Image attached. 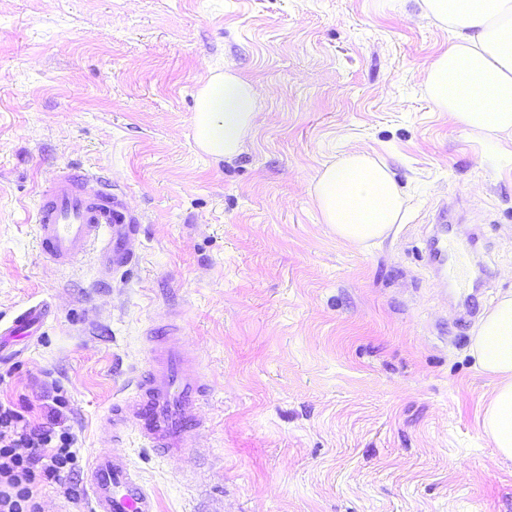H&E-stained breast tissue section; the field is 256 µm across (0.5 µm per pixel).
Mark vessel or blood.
Here are the masks:
<instances>
[{
	"instance_id": "b4317fda",
	"label": "vessel or blood",
	"mask_w": 512,
	"mask_h": 512,
	"mask_svg": "<svg viewBox=\"0 0 512 512\" xmlns=\"http://www.w3.org/2000/svg\"><path fill=\"white\" fill-rule=\"evenodd\" d=\"M41 254L58 267H68L86 255H94L101 280L112 271L138 259L137 220L124 208L111 187L84 169L69 168L57 175L49 188L37 193L33 203ZM461 243L438 239L433 259L448 279H459ZM50 315L47 305L26 308L7 328L13 337L32 335ZM153 346L148 368L140 376L135 393L100 423V432L120 440L127 425L162 454L175 455L193 445L203 423L197 414L208 396L200 366L182 345L176 325L152 329ZM92 512H156L153 497L130 468L126 456L113 451L94 457L89 468Z\"/></svg>"
}]
</instances>
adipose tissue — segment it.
Here are the masks:
<instances>
[{"label":"adipose tissue","instance_id":"1","mask_svg":"<svg viewBox=\"0 0 512 512\" xmlns=\"http://www.w3.org/2000/svg\"><path fill=\"white\" fill-rule=\"evenodd\" d=\"M422 16L448 29L452 40L422 72L439 111L481 136H512V0H417ZM195 142L204 153L237 157L262 105L253 84L233 70L198 89ZM311 196L322 223L356 247L384 239L401 223L407 199L386 160L346 152L319 170ZM469 352L493 381L481 428L499 455L512 459V292L483 314Z\"/></svg>","mask_w":512,"mask_h":512}]
</instances>
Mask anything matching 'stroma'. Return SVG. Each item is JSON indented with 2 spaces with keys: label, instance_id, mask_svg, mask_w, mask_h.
Listing matches in <instances>:
<instances>
[{
  "label": "stroma",
  "instance_id": "stroma-1",
  "mask_svg": "<svg viewBox=\"0 0 512 512\" xmlns=\"http://www.w3.org/2000/svg\"><path fill=\"white\" fill-rule=\"evenodd\" d=\"M450 39L415 0H0V323L53 310L0 351V398L76 437L41 512H88L89 465L113 448L99 424L170 323L210 397L205 447L120 444L159 512H512L468 353L512 291V142L462 131L426 93ZM227 67L263 102L229 162L193 138L195 94ZM353 150L409 198L364 248L311 196ZM74 166L140 217L138 262L104 286L93 258L57 268L36 247L32 199ZM441 223L478 236L472 298L427 263Z\"/></svg>",
  "mask_w": 512,
  "mask_h": 512
}]
</instances>
